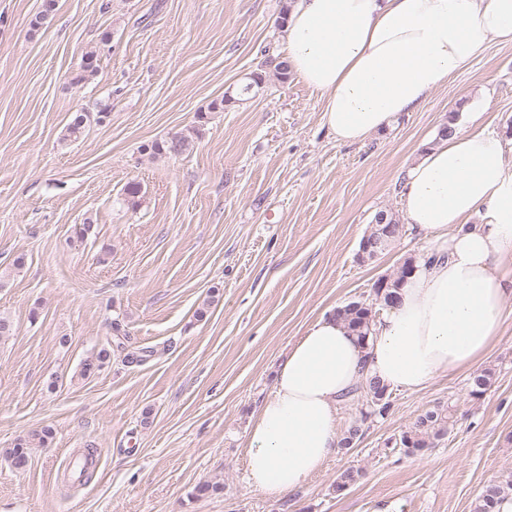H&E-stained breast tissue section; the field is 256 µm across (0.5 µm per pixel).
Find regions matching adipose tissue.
<instances>
[{"instance_id":"1","label":"adipose tissue","mask_w":512,"mask_h":512,"mask_svg":"<svg viewBox=\"0 0 512 512\" xmlns=\"http://www.w3.org/2000/svg\"><path fill=\"white\" fill-rule=\"evenodd\" d=\"M291 69L322 97L338 142L356 144L416 110L490 41L512 45V0H291ZM439 140L406 170L407 224L430 244L360 346L335 315L315 319L280 362L250 425L247 482L270 497L304 486L338 448L343 394L366 377L418 393L472 372L495 345L512 296V168L480 126Z\"/></svg>"}]
</instances>
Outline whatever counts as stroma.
<instances>
[{
    "label": "stroma",
    "instance_id": "obj_1",
    "mask_svg": "<svg viewBox=\"0 0 512 512\" xmlns=\"http://www.w3.org/2000/svg\"><path fill=\"white\" fill-rule=\"evenodd\" d=\"M42 4L0 0V316L14 327L0 339V451L52 436L24 468L0 454V512H472L512 474V297L481 399L467 373L393 392L353 448L278 500L248 485L244 453L289 346L320 315L373 301L377 279L425 249L408 226L357 258L378 211L403 220L406 166L450 113L512 128V45L491 43L417 111L348 145L317 92L274 73L288 0H56L35 31ZM91 49L98 74L75 84ZM259 69L265 84L243 92ZM228 91L238 101L211 111ZM80 109L84 134L64 139ZM194 127L189 151L149 154ZM115 322L127 350L80 377ZM440 401L454 423L437 447L387 448ZM89 444L98 463L79 484L67 466ZM347 467L362 475L335 494ZM205 481L222 491L192 497Z\"/></svg>",
    "mask_w": 512,
    "mask_h": 512
}]
</instances>
